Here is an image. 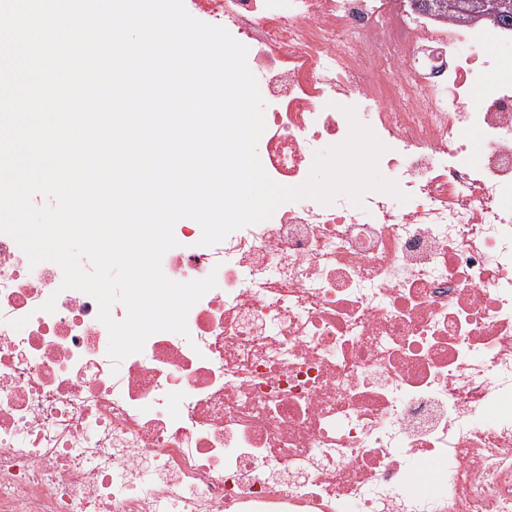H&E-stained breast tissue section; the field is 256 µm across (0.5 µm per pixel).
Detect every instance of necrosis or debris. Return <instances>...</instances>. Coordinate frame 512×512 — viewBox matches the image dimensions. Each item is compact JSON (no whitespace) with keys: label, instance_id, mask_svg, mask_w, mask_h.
<instances>
[{"label":"necrosis or debris","instance_id":"4bbe7bcc","mask_svg":"<svg viewBox=\"0 0 512 512\" xmlns=\"http://www.w3.org/2000/svg\"><path fill=\"white\" fill-rule=\"evenodd\" d=\"M186 3L248 49L273 181L302 184L352 106L408 201H289L212 246L175 225L165 275L217 285L187 335L118 363L96 300L0 233V512H512L504 27L411 0Z\"/></svg>","mask_w":512,"mask_h":512}]
</instances>
